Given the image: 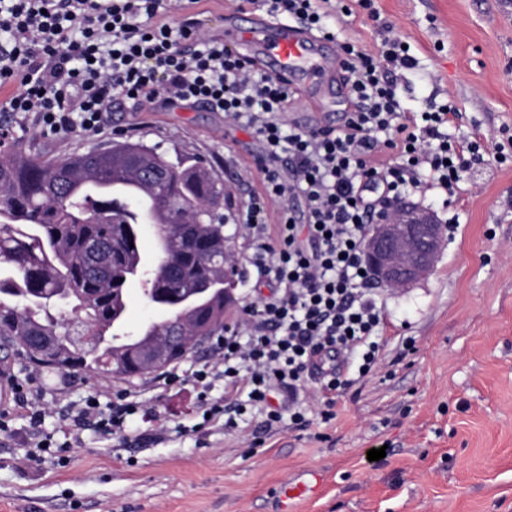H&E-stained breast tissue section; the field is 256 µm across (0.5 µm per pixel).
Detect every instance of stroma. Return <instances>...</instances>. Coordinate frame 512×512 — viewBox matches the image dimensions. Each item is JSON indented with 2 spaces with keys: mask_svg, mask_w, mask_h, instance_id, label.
I'll return each instance as SVG.
<instances>
[{
  "mask_svg": "<svg viewBox=\"0 0 512 512\" xmlns=\"http://www.w3.org/2000/svg\"><path fill=\"white\" fill-rule=\"evenodd\" d=\"M418 61L397 73L405 104L456 106L444 129L481 140L483 161L462 174L446 198L422 186L413 202L432 210L445 240L432 274L412 287L382 289L388 347L381 370L354 382L323 422L311 395L310 425L267 432L253 419L227 435L204 424L199 389L189 374L211 359L213 340L158 375L105 380L81 369L59 373L23 358L0 370L37 393L39 428L11 414L0 430V512H276L284 482L318 470L319 495L295 501L293 512H512V162L498 163L496 145L512 131V0H373ZM206 24L244 27L252 6L200 0ZM24 152L48 159L84 153L113 140L183 151L206 159L235 203L259 186V141L200 103L160 104L148 112L112 105L101 134L44 137L35 119L0 112ZM415 348L403 349L406 338ZM151 411L125 432L105 438L77 418L90 396L109 408L123 393ZM187 433L176 432V425ZM78 434L66 465L23 456L34 432ZM386 455L368 461L367 452Z\"/></svg>",
  "mask_w": 512,
  "mask_h": 512,
  "instance_id": "35a3bbf8",
  "label": "stroma"
}]
</instances>
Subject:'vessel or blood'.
I'll list each match as a JSON object with an SVG mask.
<instances>
[{
    "mask_svg": "<svg viewBox=\"0 0 512 512\" xmlns=\"http://www.w3.org/2000/svg\"><path fill=\"white\" fill-rule=\"evenodd\" d=\"M225 49L253 60L271 76L287 81L298 90L306 78L319 77L334 67L333 60L317 50L318 38L297 25L257 21L251 27L225 30L220 36ZM319 487L304 481L287 483L280 489L279 512H288L289 501L313 496Z\"/></svg>",
    "mask_w": 512,
    "mask_h": 512,
    "instance_id": "1",
    "label": "vessel or blood"
}]
</instances>
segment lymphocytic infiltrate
I'll use <instances>...</instances> for the list:
<instances>
[{
    "label": "lymphocytic infiltrate",
    "instance_id": "lymphocytic-infiltrate-1",
    "mask_svg": "<svg viewBox=\"0 0 512 512\" xmlns=\"http://www.w3.org/2000/svg\"><path fill=\"white\" fill-rule=\"evenodd\" d=\"M190 0H0V111L34 115L42 131L96 135L112 100L148 110L157 100L202 102L261 143L260 189L238 213L250 242L247 259L262 290L244 309L240 330L216 339V355L190 374L202 390L224 383L203 413L226 433L244 416L265 430L305 429L307 377L318 382L323 422L335 419L337 395L356 377L373 376L385 347L384 309L369 288L362 247L378 202L406 199L425 182L455 196L461 174L480 161L475 140L442 132L454 106L410 115L395 72L417 65L384 26L382 49L338 40L336 20L356 6L332 0H245L274 18L294 21L335 41L351 112L341 128L288 127L292 91L207 36ZM172 5L183 17L167 22ZM283 394L287 403L274 404ZM142 410L126 393L109 410L86 399L77 410L99 433L125 431Z\"/></svg>",
    "mask_w": 512,
    "mask_h": 512
}]
</instances>
